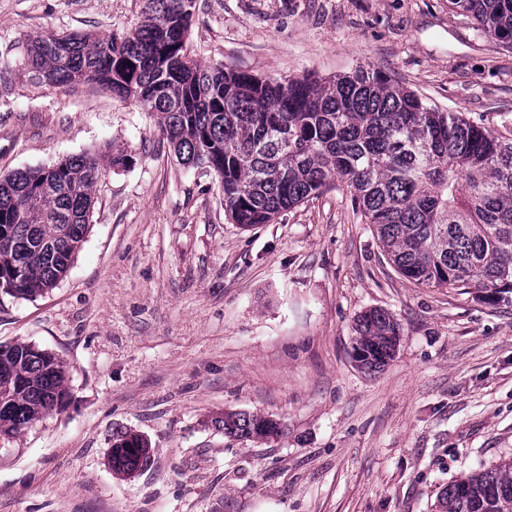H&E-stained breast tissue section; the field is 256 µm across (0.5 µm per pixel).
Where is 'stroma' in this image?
Here are the masks:
<instances>
[{"mask_svg": "<svg viewBox=\"0 0 512 512\" xmlns=\"http://www.w3.org/2000/svg\"><path fill=\"white\" fill-rule=\"evenodd\" d=\"M143 0H0V175L112 146L82 248L52 289H0V344L58 354L69 402L0 438V512H436L452 481L512 457V294L404 277L346 188L242 229L218 177L180 164L158 118L95 83L33 79L30 39L122 35ZM189 56L262 78L377 69L429 105L512 134V49L448 0H197ZM401 326L352 358L357 317ZM281 420L226 438L224 412ZM149 443L116 475L113 437ZM353 358L364 370L378 372L392 360L400 342L401 328L383 309H371L355 322Z\"/></svg>", "mask_w": 512, "mask_h": 512, "instance_id": "obj_1", "label": "stroma"}]
</instances>
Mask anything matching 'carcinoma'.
Segmentation results:
<instances>
[{"instance_id": "obj_1", "label": "carcinoma", "mask_w": 512, "mask_h": 512, "mask_svg": "<svg viewBox=\"0 0 512 512\" xmlns=\"http://www.w3.org/2000/svg\"><path fill=\"white\" fill-rule=\"evenodd\" d=\"M146 0L144 20L122 37L47 33L31 42L36 80L105 85L159 116L185 166L214 172L224 210L244 229L271 223L335 182L349 189L393 265L435 287L471 288L483 300L512 293V137L444 112L381 71L358 69L320 83L286 82L209 66L185 48L195 5ZM499 44L512 48V0H448ZM112 169L132 158L107 148ZM104 167L76 155L47 168L0 176V288L21 298L53 288L84 242L92 189ZM353 358L378 372L401 328L383 309L355 322ZM63 359L34 345H0V436L12 437L65 409ZM224 435L249 441L266 416L226 412ZM113 469L148 463L130 431ZM440 512H512V457L441 491Z\"/></svg>"}]
</instances>
